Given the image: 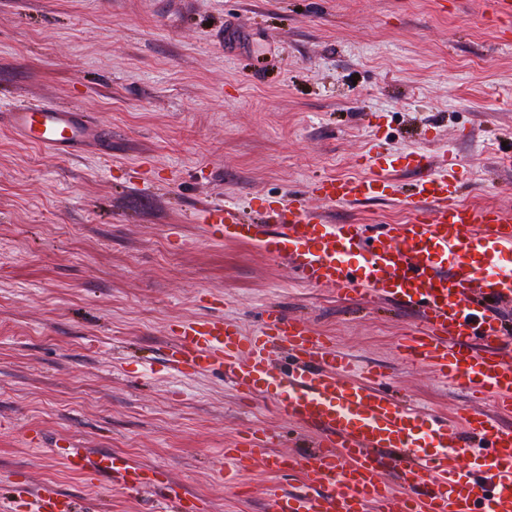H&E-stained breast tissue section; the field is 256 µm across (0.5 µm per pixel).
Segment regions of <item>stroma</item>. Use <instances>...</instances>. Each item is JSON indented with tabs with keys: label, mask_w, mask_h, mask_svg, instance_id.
I'll list each match as a JSON object with an SVG mask.
<instances>
[{
	"label": "stroma",
	"mask_w": 512,
	"mask_h": 512,
	"mask_svg": "<svg viewBox=\"0 0 512 512\" xmlns=\"http://www.w3.org/2000/svg\"><path fill=\"white\" fill-rule=\"evenodd\" d=\"M483 0H0V107L67 103L99 135L61 157L0 130V497L22 482L91 512L149 495L69 471L70 438L166 470L207 512H267L269 475L218 468L247 430L307 444L302 425L211 371L166 362L180 321L246 332L302 317L422 414L470 407L404 363L416 317L313 288L192 214L300 198L336 224L406 219L391 201L327 203L361 155L452 150L465 204L512 210V39ZM41 433L45 444L27 438Z\"/></svg>",
	"instance_id": "35a3bbf8"
}]
</instances>
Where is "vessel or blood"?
<instances>
[{"label":"vessel or blood","instance_id":"vessel-or-blood-1","mask_svg":"<svg viewBox=\"0 0 512 512\" xmlns=\"http://www.w3.org/2000/svg\"><path fill=\"white\" fill-rule=\"evenodd\" d=\"M0 126L59 156L87 142L91 130L83 112L51 104L0 110ZM364 165L363 175L319 181L311 194L331 203L399 199L406 222L369 233L329 223L299 199L267 206L251 220L229 204L200 209L195 218L212 238L292 265L308 286L415 312L417 327L398 344L402 359L511 414L512 338L481 301L512 302V268L500 262L512 253V213L459 202L464 172L448 158L379 154ZM403 166L420 173L406 196L396 178ZM167 360L183 374L220 371L243 395L315 432V451L305 459L278 452V436L267 430L225 449L226 477L255 468L275 478L266 490L269 512H512V427L478 409L454 418L422 414L381 390L371 370L350 379L351 356L304 319L271 307L249 336L220 315L186 320ZM52 451L71 471L153 491L150 512H206L205 502L159 468L65 439ZM293 476L301 490H282L280 479ZM20 491L30 512H81L67 495L27 485Z\"/></svg>","mask_w":512,"mask_h":512}]
</instances>
